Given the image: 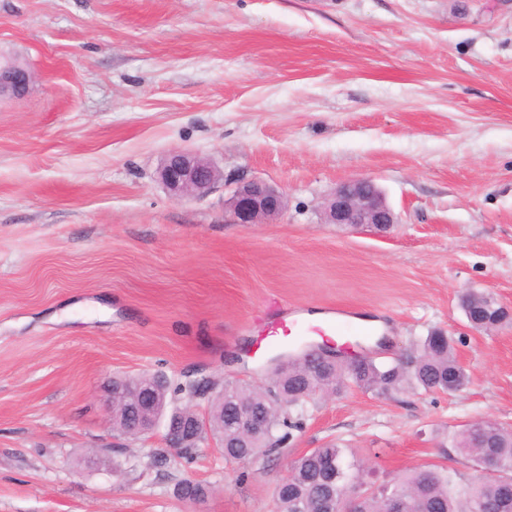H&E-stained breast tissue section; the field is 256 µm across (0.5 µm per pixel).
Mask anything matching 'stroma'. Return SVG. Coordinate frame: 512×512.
Segmentation results:
<instances>
[{"instance_id":"35a3bbf8","label":"stroma","mask_w":512,"mask_h":512,"mask_svg":"<svg viewBox=\"0 0 512 512\" xmlns=\"http://www.w3.org/2000/svg\"><path fill=\"white\" fill-rule=\"evenodd\" d=\"M0 512H274L290 462L336 442L375 488L409 468L474 474L454 438L512 427V324L470 330L461 292L512 309V0H0ZM286 193L236 224L225 187L171 196V150ZM370 177L394 229L321 221ZM380 317L385 361L458 337L461 393L349 388L309 404L285 453L192 463L113 430V378L262 385L270 305ZM208 495L188 503L178 483ZM29 73L16 59L0 58V96H14L27 89Z\"/></svg>"}]
</instances>
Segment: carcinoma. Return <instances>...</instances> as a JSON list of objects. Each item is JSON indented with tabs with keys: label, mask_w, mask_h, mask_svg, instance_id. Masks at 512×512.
Listing matches in <instances>:
<instances>
[{
	"label": "carcinoma",
	"mask_w": 512,
	"mask_h": 512,
	"mask_svg": "<svg viewBox=\"0 0 512 512\" xmlns=\"http://www.w3.org/2000/svg\"><path fill=\"white\" fill-rule=\"evenodd\" d=\"M464 313L494 315L501 311L491 296L469 290L461 299ZM271 381L280 389L272 398L264 387L247 383L224 384L223 401L215 403L213 421L224 430V459L229 463L247 464L259 456L281 454L302 429L307 404L327 392H342L349 386L378 395L394 392L460 393L469 385L466 370L454 352V338L440 328L430 330L402 358L379 361L364 355L358 359L317 362L313 359L290 360ZM128 400L114 398L112 424L128 429ZM261 408L269 418L267 428L249 432L236 417L238 407ZM460 454L476 463L492 458L497 473L476 475L463 488H458L456 473L435 468H415L395 475L365 496L360 512H381L386 495L399 497L404 512H484L488 501L507 498L512 512V429L492 421H479L460 430L454 439ZM346 449L337 443L314 448L290 464L291 483L288 494L277 499V512H318L321 498L329 493L335 500H349L358 486L364 484L362 468L345 462ZM336 465V482L326 486L322 478Z\"/></svg>",
	"instance_id": "carcinoma-1"
}]
</instances>
